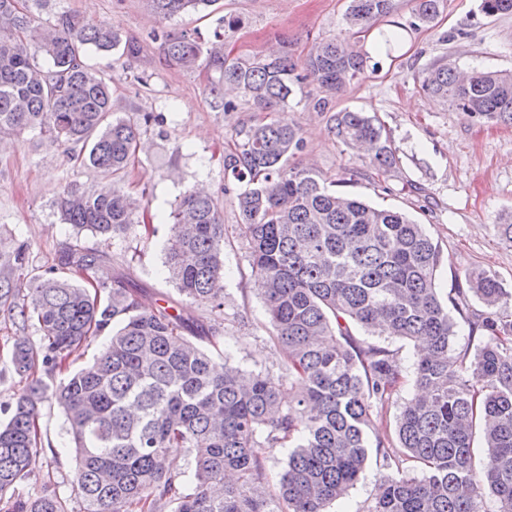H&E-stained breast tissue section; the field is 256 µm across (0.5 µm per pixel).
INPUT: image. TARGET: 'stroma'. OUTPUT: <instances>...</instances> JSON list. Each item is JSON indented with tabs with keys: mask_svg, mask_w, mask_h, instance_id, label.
I'll return each mask as SVG.
<instances>
[{
	"mask_svg": "<svg viewBox=\"0 0 512 512\" xmlns=\"http://www.w3.org/2000/svg\"><path fill=\"white\" fill-rule=\"evenodd\" d=\"M349 0H216L204 11L169 18L159 16L148 0H31V11L47 19L69 11L89 23L112 25L122 41L135 42L139 52L100 54L87 51L86 60L112 80L117 116L137 122L144 151L138 152L123 182L126 190L143 196L148 206L134 232L111 239L76 232L64 224L56 206L70 186L97 190L111 176L83 164L76 144L58 145L34 130L5 135L0 140V247L25 246L26 274L41 273L57 263L68 247L100 254L97 274L104 282L123 277L138 288L139 301L152 309L171 302L201 323H212L207 308L181 300L163 271L164 245L171 235L167 216L187 190L203 187L220 198L224 225L225 312L232 322L226 348L243 368L281 375L279 357L264 327L265 314L257 280L251 273L243 242L234 229L239 210L224 192V150L234 129L265 120L243 95H234L235 111L224 109L212 89L214 71L187 69L165 58L153 38L165 30L185 33L202 49L216 44L219 18L235 16L240 26L230 32L226 47L233 54H267L286 42L297 59H305L321 38L345 33ZM392 21L405 28L395 49L373 34L355 38L369 61L330 111L314 102L322 92L305 84L289 101L290 118L298 125L305 147L294 164L341 182L342 192L372 205L409 214L438 243L442 261L437 282L442 292L455 286L454 275L465 268L494 274L512 289V243L503 241L498 224L512 220V125L471 119L450 103L422 92L419 78L434 64L462 69L512 71V14L485 16L479 0H443L429 22L415 17L414 0H391ZM344 108L377 115L388 130L399 157L396 172L380 176L361 152L330 131L331 115ZM39 342L32 323L0 308V404L23 393L27 382L11 369L14 341ZM42 446L22 494L41 484L56 486L69 512H82L72 491L75 463L64 449V417L51 402L38 412ZM384 473L379 458H370L354 488L330 512H367Z\"/></svg>",
	"mask_w": 512,
	"mask_h": 512,
	"instance_id": "35a3bbf8",
	"label": "stroma"
}]
</instances>
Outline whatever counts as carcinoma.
I'll return each instance as SVG.
<instances>
[{"label":"carcinoma","mask_w":512,"mask_h":512,"mask_svg":"<svg viewBox=\"0 0 512 512\" xmlns=\"http://www.w3.org/2000/svg\"><path fill=\"white\" fill-rule=\"evenodd\" d=\"M0 0V134L37 129L57 143L88 146L85 161L120 181L135 156L139 132L112 117L111 79L86 62L84 47L123 48L108 24L58 13L47 33L40 17ZM164 17L198 11L214 0H149ZM441 0H416V17L434 19ZM487 16L512 13V0H481ZM390 12V0H350L345 22L352 34L369 31ZM167 57L192 69L200 58L220 74L219 86L248 97L256 112L288 111L307 81L325 96L327 110L364 73L367 56L333 36L316 42L298 62L287 49L242 58L224 44L201 51L186 34H159ZM49 61L34 62V53ZM428 95L470 118L512 124V73L462 76L446 64L420 80ZM331 132L371 150L369 166L386 175L399 166L379 118L343 109ZM224 154V176L242 186L236 195L239 236L254 276L262 283L269 338L283 375L247 371L224 343L217 322L202 347L182 334L186 320L161 306L147 310L121 279L99 283L98 258L75 246L57 265L23 287L11 275L25 269L24 246L0 250V300L24 294L14 315L34 320L39 346L17 342L14 371L51 372L107 328L93 361L52 389L32 381L0 422V512H67L49 484L15 495L31 472L41 440L36 411L50 399L64 416L75 460L72 490L83 512H329L363 473L369 448L385 466L413 463L418 475L393 473L368 512H512V291L492 274L466 269L442 298L437 286L441 252L424 225L332 190L315 171L290 165L304 147L299 129L283 117L235 130ZM77 232L112 238L135 228L142 201L118 185L64 190L57 202ZM172 234L164 268L185 299L224 313V224L218 199L191 191L171 211ZM485 311L469 323L479 337L474 353L450 362L460 312L470 299ZM371 336L425 339L412 372L393 351L357 342L353 328ZM392 441L371 442L374 407L406 377ZM484 454L475 462L474 438ZM184 448L189 469L170 458ZM265 448H287L279 481L271 485ZM490 492L496 508L484 507Z\"/></svg>","instance_id":"1"}]
</instances>
